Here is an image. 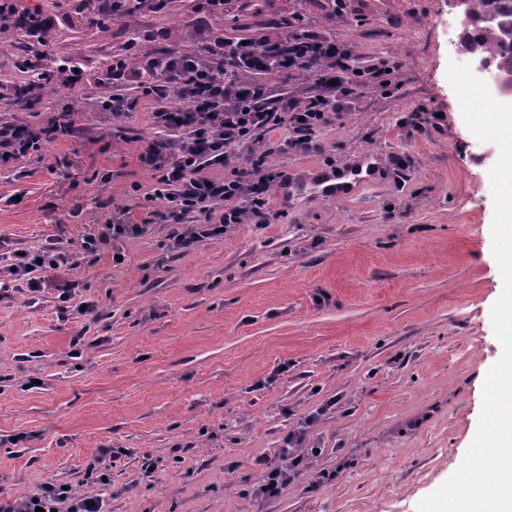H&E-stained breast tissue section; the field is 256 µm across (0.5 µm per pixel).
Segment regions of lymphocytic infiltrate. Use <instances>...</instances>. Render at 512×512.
I'll use <instances>...</instances> for the list:
<instances>
[{"label":"lymphocytic infiltrate","instance_id":"obj_1","mask_svg":"<svg viewBox=\"0 0 512 512\" xmlns=\"http://www.w3.org/2000/svg\"><path fill=\"white\" fill-rule=\"evenodd\" d=\"M349 53L337 43L303 30L273 44L236 39H216L199 54L187 58L158 56L141 68L126 60L113 62L109 78L138 83L142 95L154 103L157 127L177 131L175 139L150 142L140 155L141 163L155 173L147 201L164 205L175 215L197 212L211 216L213 207L225 203L220 225L212 234L223 233L225 225L242 223L245 215L264 217V200L259 191L276 178L275 173H257L258 190L247 191L246 182L236 178L216 182L204 177L208 168L224 166L249 147L257 135L288 124L294 143L309 149L316 131L332 113L348 108L355 86L377 80V70L358 73L348 63ZM305 71L312 79L306 97L274 96L270 81L282 74ZM173 91L178 107L159 106L166 91ZM16 276L26 279L29 290L44 285L34 278L39 268L65 267V255L49 249L14 252L9 258ZM68 512H101V502L73 495L71 489L46 483L12 501H0V512H54L60 502Z\"/></svg>","mask_w":512,"mask_h":512}]
</instances>
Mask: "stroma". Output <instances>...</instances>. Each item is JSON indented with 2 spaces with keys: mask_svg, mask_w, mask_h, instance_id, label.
<instances>
[{
  "mask_svg": "<svg viewBox=\"0 0 512 512\" xmlns=\"http://www.w3.org/2000/svg\"><path fill=\"white\" fill-rule=\"evenodd\" d=\"M24 2L43 29L19 14L0 35V124L60 126L0 165V253L72 259L41 271L40 291L0 295V494L65 484L103 512H416L462 462L501 354L499 150L469 131L446 77L464 59L448 36L459 9L345 0L338 19L332 0H224L220 13L163 0L126 20L84 0ZM293 26L349 47L352 67L397 66L396 86L360 88L310 150L286 145L287 126L264 133L251 151L283 174L268 223L176 246L195 220L145 200L153 107L107 80L113 60L275 43ZM72 61L82 74L67 84L57 68ZM43 74L32 109L17 105ZM115 94L130 107L117 121L101 108ZM338 173L351 179L339 193L313 189ZM59 275L76 286L66 305ZM101 448L114 455L94 482ZM262 457L288 472L273 497Z\"/></svg>",
  "mask_w": 512,
  "mask_h": 512,
  "instance_id": "35a3bbf8",
  "label": "stroma"
}]
</instances>
